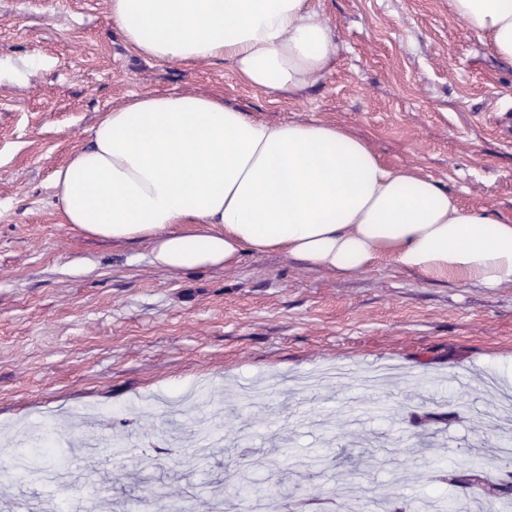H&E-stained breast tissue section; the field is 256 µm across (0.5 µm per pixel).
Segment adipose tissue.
<instances>
[{"instance_id": "obj_1", "label": "adipose tissue", "mask_w": 512, "mask_h": 512, "mask_svg": "<svg viewBox=\"0 0 512 512\" xmlns=\"http://www.w3.org/2000/svg\"><path fill=\"white\" fill-rule=\"evenodd\" d=\"M512 63V0H448ZM124 41L158 62L220 60L292 97L332 70L337 36L315 0H108ZM51 187L66 223L152 241L185 271L279 251L354 274L388 260L429 278L512 284V220L463 210L438 181L385 165L335 124L270 125L222 98L140 94L104 112Z\"/></svg>"}]
</instances>
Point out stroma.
Wrapping results in <instances>:
<instances>
[{
    "label": "stroma",
    "mask_w": 512,
    "mask_h": 512,
    "mask_svg": "<svg viewBox=\"0 0 512 512\" xmlns=\"http://www.w3.org/2000/svg\"><path fill=\"white\" fill-rule=\"evenodd\" d=\"M340 53L288 100L223 62L136 54L108 0H0V60L36 55L26 84L0 81V458L44 428L55 459L0 471L15 505L63 512L147 503L200 512L233 498L241 471L274 492L259 512H425L422 497L498 512L512 483L502 428L480 421L512 395V285L431 280L385 261L345 275L281 253L184 273L147 239L65 223L54 171L128 97L198 92L271 124L321 121L388 166L448 188L468 210L512 218V63L448 0H317ZM131 451L110 457L115 435ZM484 464L479 492L457 478Z\"/></svg>",
    "instance_id": "35a3bbf8"
}]
</instances>
